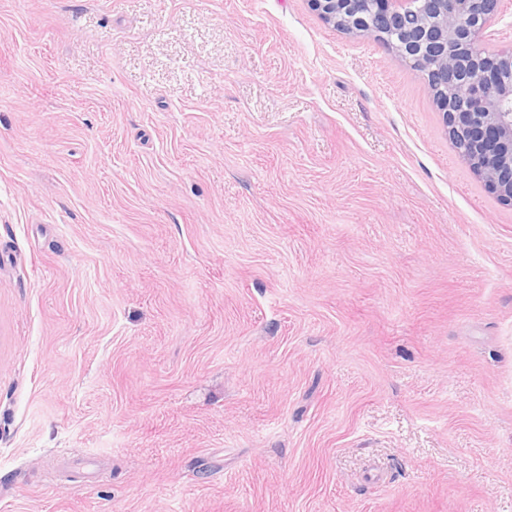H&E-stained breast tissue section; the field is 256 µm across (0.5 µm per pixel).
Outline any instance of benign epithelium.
<instances>
[{"label":"benign epithelium","mask_w":512,"mask_h":512,"mask_svg":"<svg viewBox=\"0 0 512 512\" xmlns=\"http://www.w3.org/2000/svg\"><path fill=\"white\" fill-rule=\"evenodd\" d=\"M308 2L321 20L348 33L406 32L396 50L413 65L435 60L430 80L440 89L435 100L451 143L488 191L512 204V80L499 75L512 70V45L480 53L500 0H368V19L358 7L362 0ZM463 84L467 97L459 109L452 100Z\"/></svg>","instance_id":"1"}]
</instances>
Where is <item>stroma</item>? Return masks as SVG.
Here are the masks:
<instances>
[{
    "label": "stroma",
    "instance_id": "stroma-1",
    "mask_svg": "<svg viewBox=\"0 0 512 512\" xmlns=\"http://www.w3.org/2000/svg\"><path fill=\"white\" fill-rule=\"evenodd\" d=\"M0 512H512V206L307 0H0Z\"/></svg>",
    "mask_w": 512,
    "mask_h": 512
}]
</instances>
